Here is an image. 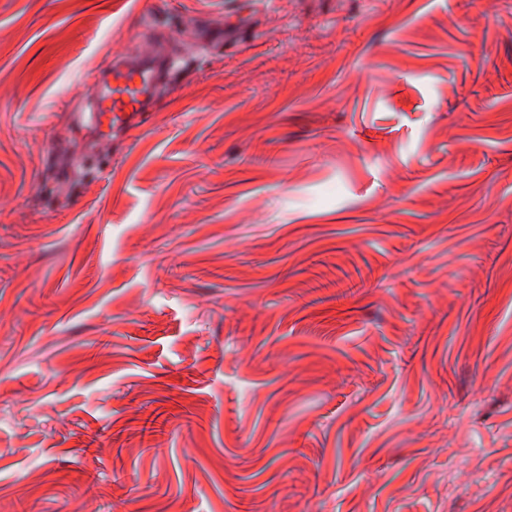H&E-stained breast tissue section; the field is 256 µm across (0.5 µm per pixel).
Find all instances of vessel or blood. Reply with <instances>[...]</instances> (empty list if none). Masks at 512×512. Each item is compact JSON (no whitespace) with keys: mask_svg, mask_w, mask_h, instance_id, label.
Instances as JSON below:
<instances>
[{"mask_svg":"<svg viewBox=\"0 0 512 512\" xmlns=\"http://www.w3.org/2000/svg\"><path fill=\"white\" fill-rule=\"evenodd\" d=\"M171 60L164 49L126 59L91 79L94 109L78 115L95 138L103 139L130 125L147 108L153 88L167 79Z\"/></svg>","mask_w":512,"mask_h":512,"instance_id":"obj_1","label":"vessel or blood"}]
</instances>
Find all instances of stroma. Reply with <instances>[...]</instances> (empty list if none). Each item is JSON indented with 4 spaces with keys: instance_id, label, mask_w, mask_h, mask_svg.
<instances>
[{
    "instance_id": "obj_1",
    "label": "stroma",
    "mask_w": 512,
    "mask_h": 512,
    "mask_svg": "<svg viewBox=\"0 0 512 512\" xmlns=\"http://www.w3.org/2000/svg\"><path fill=\"white\" fill-rule=\"evenodd\" d=\"M1 199L0 512H512V0H0ZM170 68V56L158 48L151 54L125 59L104 69L90 80L94 88L93 112H81L77 120L97 139L127 127L145 111L153 88L167 79Z\"/></svg>"
}]
</instances>
